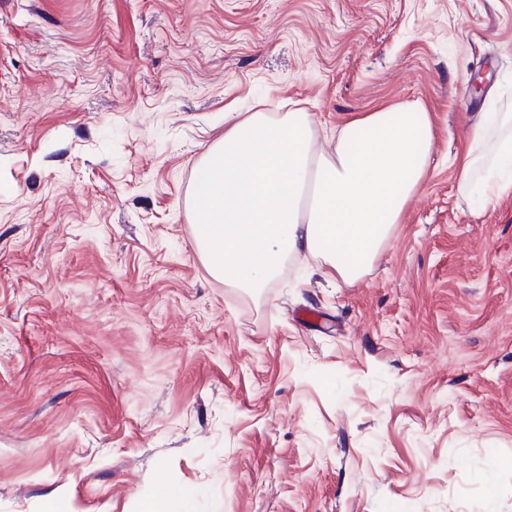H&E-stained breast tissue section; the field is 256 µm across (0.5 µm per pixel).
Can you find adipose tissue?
<instances>
[{"instance_id":"obj_1","label":"adipose tissue","mask_w":512,"mask_h":512,"mask_svg":"<svg viewBox=\"0 0 512 512\" xmlns=\"http://www.w3.org/2000/svg\"><path fill=\"white\" fill-rule=\"evenodd\" d=\"M433 147L432 117L416 103L353 117L323 140L304 109L246 113L197 164L187 198L197 249L237 288L266 287L300 255L356 280L423 186ZM457 189L485 203L512 189L511 113L474 126Z\"/></svg>"}]
</instances>
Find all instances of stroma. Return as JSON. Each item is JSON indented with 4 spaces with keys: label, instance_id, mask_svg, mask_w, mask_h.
Wrapping results in <instances>:
<instances>
[{
    "label": "stroma",
    "instance_id": "obj_1",
    "mask_svg": "<svg viewBox=\"0 0 512 512\" xmlns=\"http://www.w3.org/2000/svg\"><path fill=\"white\" fill-rule=\"evenodd\" d=\"M409 103L428 174L371 267L226 286L185 205L224 119ZM512 0H0V512H512ZM482 121L472 130L470 144L458 165L457 189L464 198H479L484 204L512 188V114L483 112ZM488 175L478 179L482 160Z\"/></svg>",
    "mask_w": 512,
    "mask_h": 512
}]
</instances>
